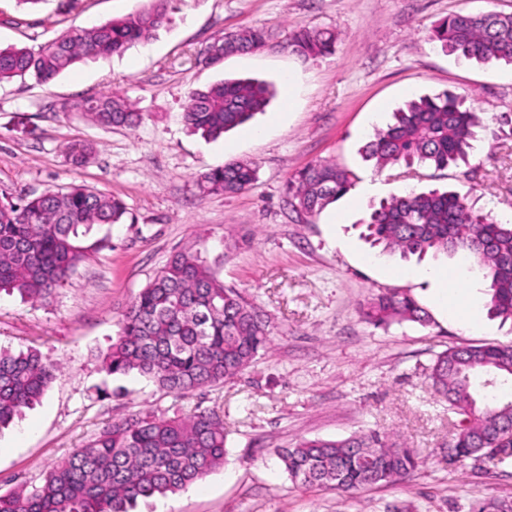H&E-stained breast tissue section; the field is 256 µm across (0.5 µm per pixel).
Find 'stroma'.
Listing matches in <instances>:
<instances>
[{
	"label": "stroma",
	"mask_w": 512,
	"mask_h": 512,
	"mask_svg": "<svg viewBox=\"0 0 512 512\" xmlns=\"http://www.w3.org/2000/svg\"><path fill=\"white\" fill-rule=\"evenodd\" d=\"M146 3L0 0V47L35 48ZM459 11L512 13V0H172L156 36L122 56L78 63L43 85L0 83V193L84 185L120 198L135 218L94 229L109 248L82 262L50 300L0 294V347L37 349L61 368L40 403L0 430V494L41 486L113 423L205 409L224 418V467L137 512H473L484 500L512 498V460L480 470L442 461L448 404L427 380L445 349L512 344V321L489 315L482 277L448 291L477 303L473 328L440 310L438 283L399 277L407 268L454 271L460 255L403 259L380 254L364 236L373 204L411 190L451 189L475 210L512 216V67L448 56L427 38ZM300 24L334 29V53L316 60L289 53L285 44ZM243 26L267 32L262 49L215 66L200 61L213 39ZM291 77L298 86L290 98ZM232 78L273 83L266 110L214 140L191 133L182 119L188 93ZM445 89L466 95L482 120L468 163L380 171L363 159V145L393 112ZM101 93L128 97L143 123L101 127L61 109ZM253 127L264 128L262 138L249 137ZM78 141L92 147L79 167L66 151ZM234 159L258 163L256 182L238 195H200V174ZM317 160L349 170L353 187L306 222L288 208L285 187ZM191 245L267 314L271 346L235 380L184 396L137 374L107 376L101 360L123 310L172 253ZM394 288L410 292L430 325L363 320L360 303ZM368 430L415 449L419 469L341 496L294 485L274 454L303 439Z\"/></svg>",
	"instance_id": "obj_1"
}]
</instances>
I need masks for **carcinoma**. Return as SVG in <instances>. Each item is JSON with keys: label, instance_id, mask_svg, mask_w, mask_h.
Listing matches in <instances>:
<instances>
[{"label": "carcinoma", "instance_id": "cac0c4a2", "mask_svg": "<svg viewBox=\"0 0 512 512\" xmlns=\"http://www.w3.org/2000/svg\"><path fill=\"white\" fill-rule=\"evenodd\" d=\"M170 0L90 27L75 26L38 49L0 48V82L30 77L41 84L86 59L120 55L152 39L168 21ZM267 34L253 26L211 42L226 56L254 50ZM429 39L457 57L481 64L512 66V14L458 12L437 23ZM332 29L298 27L288 39L291 52L308 59L330 55ZM271 85L224 80L190 91L184 123L205 138H217L264 111ZM103 127L137 128L145 115L110 93L79 105ZM481 123L466 97L452 91L422 96L394 112V122L376 130L363 157L377 169L429 164L438 170L468 160ZM253 161L211 169L196 182L203 196L233 195L257 179ZM353 181L329 160L311 163L288 179V205L312 218L346 195ZM124 202L85 186L48 189L35 196L0 200V292L48 300L89 254L109 246L107 237L89 239L95 225L128 223ZM372 244L391 254L423 256L430 251L462 253L489 279L490 315L512 320V224L476 211L453 191L411 192L383 199L366 224ZM375 326L393 322L430 323L427 311L404 289L378 294L360 307ZM269 318L239 290L227 287L191 248L173 253L165 266L130 302L120 332L102 358L109 376L136 372L160 389L186 394L233 380L250 368L270 343ZM57 364L36 351L0 347V429L33 407L57 378ZM485 373L512 381V345L451 347L430 368L434 390L448 399V412L462 420L448 441L458 458L489 456L492 444L512 428V400L477 406L475 379ZM227 432L215 412L188 416H139L114 423L89 445L75 449L45 479L25 493L0 495V512H133L141 500L173 495L202 480L226 461ZM274 454L290 481L339 495L391 484L419 466L414 450L375 431L341 440L304 439Z\"/></svg>", "mask_w": 512, "mask_h": 512}]
</instances>
